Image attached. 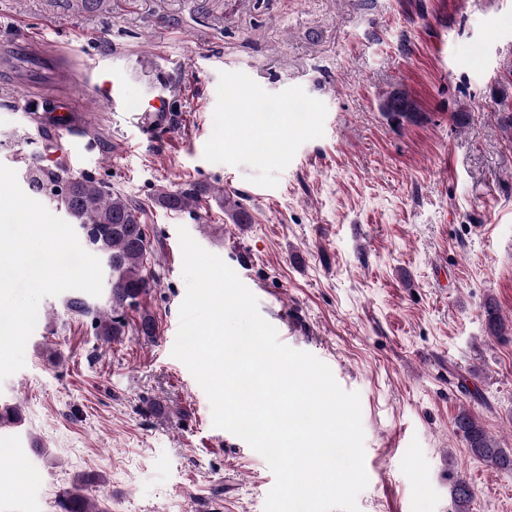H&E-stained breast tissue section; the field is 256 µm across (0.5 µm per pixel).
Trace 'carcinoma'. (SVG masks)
<instances>
[{
	"label": "carcinoma",
	"mask_w": 512,
	"mask_h": 512,
	"mask_svg": "<svg viewBox=\"0 0 512 512\" xmlns=\"http://www.w3.org/2000/svg\"><path fill=\"white\" fill-rule=\"evenodd\" d=\"M387 115L400 120L416 116L413 98L396 90L382 102ZM23 178L29 189L48 199L63 211L80 231L86 249L99 256L109 270L108 297L104 304L94 306L79 295L68 298L66 310L90 323L97 340L110 343L126 335V315L140 311L134 327L138 336L151 338L157 333L154 316L141 308V300L155 287L157 278L148 262L150 240L144 226V209L103 178L88 172H75L63 163L52 167L44 164L39 153L25 161ZM212 196L225 208L235 224L251 223L250 213L237 201L224 197V190L211 185L195 183L185 190H161L156 204L171 212L193 211L203 198ZM482 315L487 332L501 336L507 326L497 303L488 299ZM470 454L500 470L512 471V451L500 446L485 430L481 421L469 410L463 409L455 420ZM86 478L78 476L71 487L59 495L60 512H99L85 493ZM455 512H471L473 494L469 484L459 478L450 486Z\"/></svg>",
	"instance_id": "obj_1"
}]
</instances>
